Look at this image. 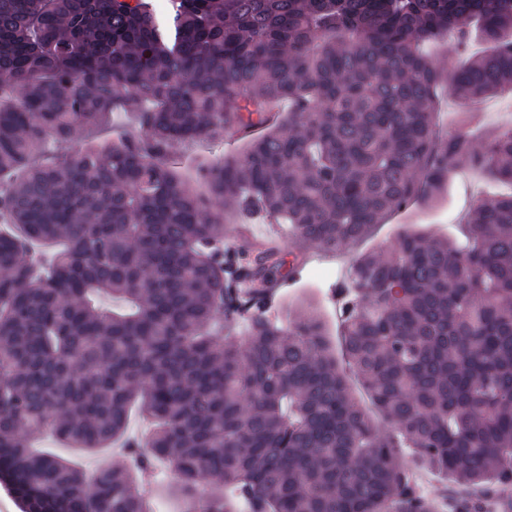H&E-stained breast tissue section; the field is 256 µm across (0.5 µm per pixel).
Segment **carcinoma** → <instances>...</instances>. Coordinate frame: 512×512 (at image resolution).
<instances>
[{
    "label": "carcinoma",
    "mask_w": 512,
    "mask_h": 512,
    "mask_svg": "<svg viewBox=\"0 0 512 512\" xmlns=\"http://www.w3.org/2000/svg\"><path fill=\"white\" fill-rule=\"evenodd\" d=\"M488 49L448 71L473 34ZM470 109L512 90V0H0V481L22 512H150L163 462L182 512H494L512 485V194L478 199L464 239L399 233L355 260L342 356L275 244L222 248L260 214L338 253L448 173L512 183V127L442 138L436 88ZM288 104V121L276 108ZM126 112L45 165L50 148ZM239 157L170 162L186 141ZM356 378L381 419L353 396ZM152 432L127 436L132 411ZM45 435L121 466L32 448ZM246 140L242 134L235 130L229 131L224 137L222 145L207 143L187 144L179 148V154L184 163L183 175L193 180L195 178L194 168L201 163H206L222 155L233 154L245 148Z\"/></svg>",
    "instance_id": "cac0c4a2"
}]
</instances>
